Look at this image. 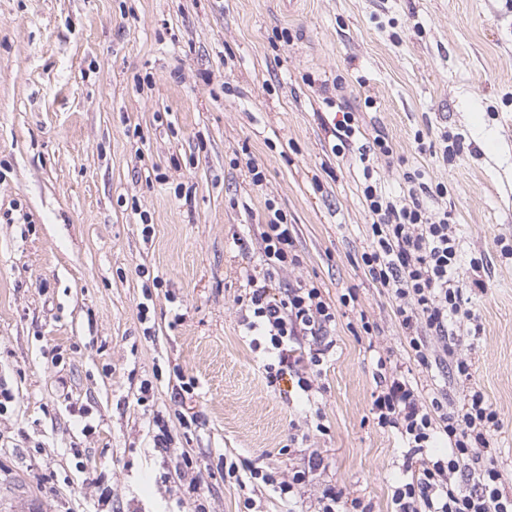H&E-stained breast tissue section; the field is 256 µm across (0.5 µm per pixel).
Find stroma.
I'll return each mask as SVG.
<instances>
[{"instance_id": "obj_1", "label": "stroma", "mask_w": 512, "mask_h": 512, "mask_svg": "<svg viewBox=\"0 0 512 512\" xmlns=\"http://www.w3.org/2000/svg\"><path fill=\"white\" fill-rule=\"evenodd\" d=\"M284 3L0 0V512H312L327 487L391 512L406 447L370 413L373 373L406 346L360 264L358 152L337 149L322 91L339 76L392 142L385 187L418 169L448 188L430 205L452 213L460 281L485 285L466 303L482 330L452 325L471 379H410L457 405L484 392L512 492V0ZM273 207L298 255L273 287L301 279L338 307L308 397L267 386L241 325ZM314 451L323 468L287 502L261 487L245 508L224 478L227 459L285 477Z\"/></svg>"}]
</instances>
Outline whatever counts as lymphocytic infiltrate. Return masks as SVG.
I'll return each instance as SVG.
<instances>
[{"instance_id": "1", "label": "lymphocytic infiltrate", "mask_w": 512, "mask_h": 512, "mask_svg": "<svg viewBox=\"0 0 512 512\" xmlns=\"http://www.w3.org/2000/svg\"><path fill=\"white\" fill-rule=\"evenodd\" d=\"M359 151L360 189L371 217V243L360 256L364 273L394 301L409 355L418 366L430 371L449 363L457 376L470 377L471 361L453 349L431 347L432 339H448L453 320L472 316L457 276L460 250L450 215L426 203L447 195L448 189L429 187L415 170L405 172L399 193H388L374 167L375 161L393 155L384 132ZM261 240L263 275L251 277V288L240 300L242 324L252 333L254 347L269 357L264 366L269 386L288 380L308 394L322 374L323 342L336 322V307L320 288L301 281L273 292V276L297 263L286 214L274 211ZM377 368L371 412L380 427L395 430L409 447L405 468L410 478L393 490L394 512H512V494L505 490L488 440L499 424L498 414L481 389H471L467 402L456 407L447 394L422 393L401 365L381 357ZM438 439L446 443V455L428 458L426 448ZM323 465L320 455H310L307 469L281 480L233 461L225 465L224 475L236 480L244 474L250 485L287 495Z\"/></svg>"}]
</instances>
